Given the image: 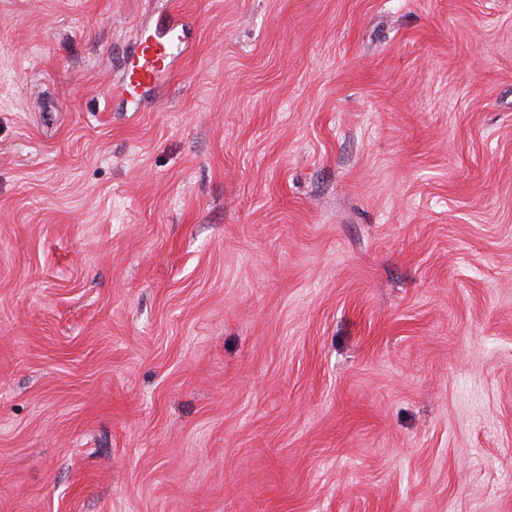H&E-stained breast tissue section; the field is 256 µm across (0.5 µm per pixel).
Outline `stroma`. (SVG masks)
<instances>
[{
	"label": "stroma",
	"mask_w": 512,
	"mask_h": 512,
	"mask_svg": "<svg viewBox=\"0 0 512 512\" xmlns=\"http://www.w3.org/2000/svg\"><path fill=\"white\" fill-rule=\"evenodd\" d=\"M0 512H512V0H0ZM183 43L180 27L169 22L140 41L129 83L133 88H151L167 72L170 60L179 55Z\"/></svg>",
	"instance_id": "obj_1"
}]
</instances>
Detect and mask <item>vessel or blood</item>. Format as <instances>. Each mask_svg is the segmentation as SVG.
<instances>
[{"label": "vessel or blood", "instance_id": "1", "mask_svg": "<svg viewBox=\"0 0 512 512\" xmlns=\"http://www.w3.org/2000/svg\"><path fill=\"white\" fill-rule=\"evenodd\" d=\"M182 33L177 23L156 28L140 41L129 83L132 87H153L166 73L171 59L181 52Z\"/></svg>", "mask_w": 512, "mask_h": 512}]
</instances>
